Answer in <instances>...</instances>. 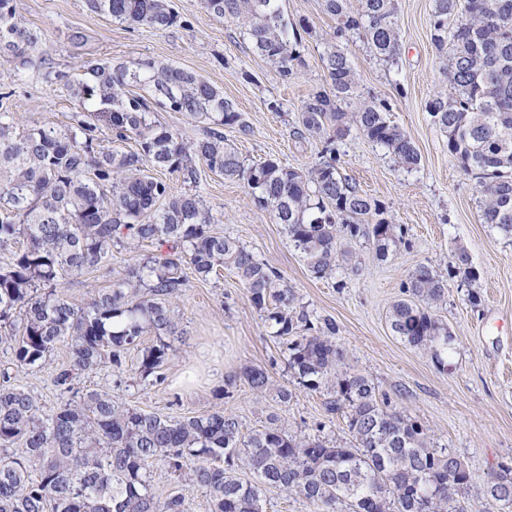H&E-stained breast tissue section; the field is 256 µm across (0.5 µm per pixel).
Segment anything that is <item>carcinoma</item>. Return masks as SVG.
<instances>
[{
    "mask_svg": "<svg viewBox=\"0 0 512 512\" xmlns=\"http://www.w3.org/2000/svg\"><path fill=\"white\" fill-rule=\"evenodd\" d=\"M95 12L157 31L176 23L167 0H89ZM218 18L242 22L254 51L288 79L303 64L301 41L289 32L279 0H202ZM340 21L336 36L352 32L380 59L401 54L395 0H324ZM13 0H0V53L23 56L43 43L38 28L14 22ZM430 38L439 51L452 48L448 81L452 94L426 104L448 138V152L461 173L475 180L482 222L512 238V0H434ZM331 84L305 104L295 134L331 143L356 128L409 171L420 157L385 104L356 102V79L345 48L322 56ZM69 94L102 114L120 141L135 151L99 152L100 128L81 121L14 131V115L0 112V249L19 238L26 245L0 266V343L9 345L16 367H39L55 348L70 351L56 383L71 397L50 413L27 389L0 384V512H184V497L155 492L150 466L163 462L187 485L206 491L208 512H265L264 491L293 492L317 512H457L456 497L475 484L468 465L452 449L434 444L415 418L390 412L365 376L339 370L343 351L334 341L336 322L298 303L280 272L236 239L211 229L212 216L194 194L174 196L146 167L197 178L198 166L237 179L257 205L284 226L288 243L319 278L340 268L338 233L367 237L380 259L400 235L386 208L339 172L336 152L325 148L308 170L269 158L247 166L224 143L219 126L238 127L234 104L201 77L152 58L134 66L97 62L86 78L59 74ZM139 86L143 93L133 94ZM183 112L211 126L193 143L149 119L155 109ZM156 243L167 251L127 263L84 306L63 297L61 283L112 255L116 245ZM206 280L220 269L233 272L273 336L285 344L288 370L302 386L330 390L327 414L347 419L351 446L293 436L271 420L249 435L222 408L175 419L120 405L103 390L75 391L78 375L105 363L122 365L128 350L141 348L143 380L158 376L168 359L166 339L181 335L172 307L188 287L183 267ZM448 275L469 286L466 301L481 302L469 253L458 248ZM408 297L390 311L393 333L428 347L443 363L452 339L426 305L440 300L446 280L420 265L403 285ZM156 338L143 346V337ZM244 378L252 390L271 388L262 367ZM247 469L252 479L238 471ZM485 508L512 503V467L477 488Z\"/></svg>",
    "mask_w": 512,
    "mask_h": 512,
    "instance_id": "1",
    "label": "carcinoma"
}]
</instances>
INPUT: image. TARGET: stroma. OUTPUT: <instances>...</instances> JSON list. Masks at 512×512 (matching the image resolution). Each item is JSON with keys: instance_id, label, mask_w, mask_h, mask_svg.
I'll list each match as a JSON object with an SVG mask.
<instances>
[{"instance_id": "stroma-1", "label": "stroma", "mask_w": 512, "mask_h": 512, "mask_svg": "<svg viewBox=\"0 0 512 512\" xmlns=\"http://www.w3.org/2000/svg\"><path fill=\"white\" fill-rule=\"evenodd\" d=\"M13 4L19 26L45 33L29 64L0 55V104L13 112L17 131L43 125L64 129L96 120V113L85 112L56 82V74L74 79L88 61L131 65L150 57L200 76L233 102L251 131L244 135L227 126L223 133L248 165L275 158L306 169L319 161L323 141H300L293 131L305 103L329 81L321 60L328 45L346 47L362 100L387 103L391 120L420 155L418 168L410 171L358 131L335 143L341 173L380 200L390 221L402 229V242L387 260L379 259L371 241L342 237L338 246L346 253V274L338 281L315 278L289 246L282 225L258 208L242 182L205 168L193 183L161 169L152 175L167 180L171 193L200 195L215 218V232L235 238L276 268L301 305L335 320L346 370L371 379L378 394L388 398L390 410L419 420L434 441L462 456L478 479H490L500 465H512V241L483 223L472 181L460 172L444 133L426 110L433 96L450 91L445 77L449 55L430 40L433 0H397L401 55L394 63L374 56L359 38H337L338 22L325 11L323 0H280L294 26L309 28L302 36L304 63L287 80L253 52L239 21L211 16L200 0H169L177 21L160 32L94 12L86 0ZM458 248L471 255L480 272L479 306H470L459 279L448 276L449 258ZM156 250L149 242L133 252L113 250L108 261L68 278L65 298L83 304L111 284L131 255L144 257ZM420 265L448 281L444 301L433 309L453 337L441 363L430 349L395 336L388 320L403 283ZM176 309L183 334L171 342L163 382L141 379V354L134 350L122 366L73 379V386L103 389L114 400L176 419L221 407L238 417L246 434L277 415L288 434H318L349 445L345 418L325 411L326 389H306L288 373L282 341L271 337L232 272L224 269L205 281L190 278ZM69 357L61 345L51 364L21 370L1 346L0 373L8 372L50 411L61 403L54 378ZM250 366L264 367L275 384L288 387L290 402L280 403L271 392L255 394L243 377Z\"/></svg>"}]
</instances>
